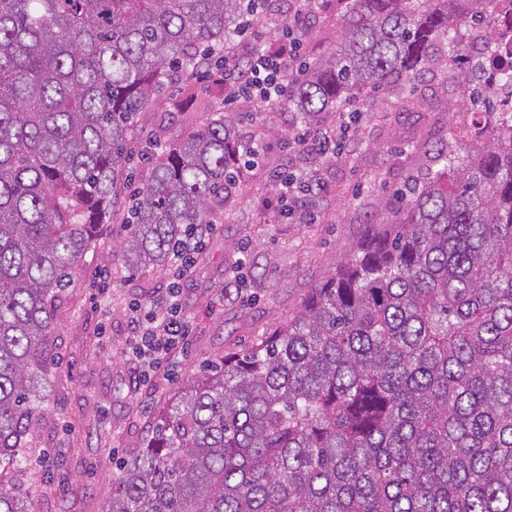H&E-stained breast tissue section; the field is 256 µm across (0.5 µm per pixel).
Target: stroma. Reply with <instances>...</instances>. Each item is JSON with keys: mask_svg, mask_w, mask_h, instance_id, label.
I'll use <instances>...</instances> for the list:
<instances>
[{"mask_svg": "<svg viewBox=\"0 0 512 512\" xmlns=\"http://www.w3.org/2000/svg\"><path fill=\"white\" fill-rule=\"evenodd\" d=\"M339 31L334 0H319L303 40L308 61L331 53ZM179 96L174 84L152 104L173 137L206 118V91H199L198 107L187 110L175 107ZM349 107L352 129L332 164L293 153L289 142L304 127L295 112L283 108L267 120L242 125L243 135L264 137L268 157L243 171L240 202L207 238L202 261L184 283L193 332L188 353L175 370L177 380L198 374L206 358L251 346L293 315L311 288L350 255L367 216L381 213L386 198L423 174L428 146L448 139L461 118L462 104L429 81L390 92L355 91ZM288 163L317 170L323 184L310 201L311 217L305 221L281 217L262 204L270 168ZM117 231L114 224L101 227L53 330L62 363L43 404L47 423L39 445L27 456V468L36 479L38 512H103L112 497L114 459L141 447L148 418L162 402L161 396L132 388V370L121 353L129 306L165 287L170 271L131 274L114 268L102 305L90 298L99 286L98 270L108 265ZM238 262L244 266L239 290L225 294ZM49 453L57 458L55 479L43 470Z\"/></svg>", "mask_w": 512, "mask_h": 512, "instance_id": "stroma-1", "label": "stroma"}]
</instances>
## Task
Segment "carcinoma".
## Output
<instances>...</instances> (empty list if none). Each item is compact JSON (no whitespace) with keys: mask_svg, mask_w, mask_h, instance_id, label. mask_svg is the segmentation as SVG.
Returning a JSON list of instances; mask_svg holds the SVG:
<instances>
[{"mask_svg":"<svg viewBox=\"0 0 512 512\" xmlns=\"http://www.w3.org/2000/svg\"><path fill=\"white\" fill-rule=\"evenodd\" d=\"M267 2L0 0V512H33L19 455L100 226L122 228L120 267L163 271L242 194L239 119L212 107L171 140L152 124L165 147L118 205L137 121L168 84L223 97L224 45ZM336 2V49L263 111L314 124L353 91L446 75L453 22L487 24L496 0ZM465 136L479 147L433 145L294 315L162 402L104 512H512V100Z\"/></svg>","mask_w":512,"mask_h":512,"instance_id":"obj_1","label":"carcinoma"}]
</instances>
